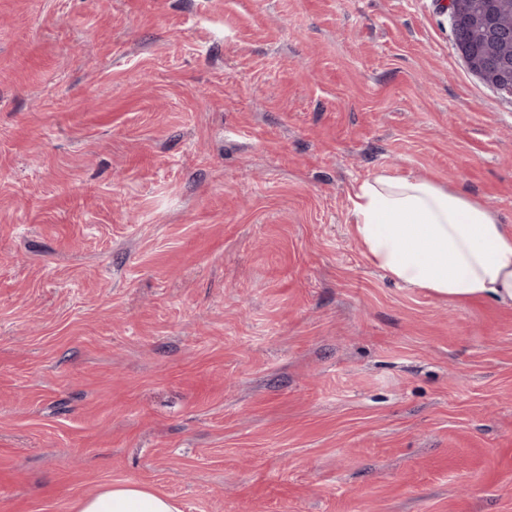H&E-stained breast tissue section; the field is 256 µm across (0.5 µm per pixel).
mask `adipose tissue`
Segmentation results:
<instances>
[{
  "instance_id": "ef3b65f1",
  "label": "adipose tissue",
  "mask_w": 512,
  "mask_h": 512,
  "mask_svg": "<svg viewBox=\"0 0 512 512\" xmlns=\"http://www.w3.org/2000/svg\"><path fill=\"white\" fill-rule=\"evenodd\" d=\"M351 230L368 263L394 283L449 302L512 306V225L482 201L383 170L353 186ZM77 512H181L135 482L84 496Z\"/></svg>"
}]
</instances>
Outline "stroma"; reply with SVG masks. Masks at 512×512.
Instances as JSON below:
<instances>
[{
  "instance_id": "35a3bbf8",
  "label": "stroma",
  "mask_w": 512,
  "mask_h": 512,
  "mask_svg": "<svg viewBox=\"0 0 512 512\" xmlns=\"http://www.w3.org/2000/svg\"><path fill=\"white\" fill-rule=\"evenodd\" d=\"M382 169L512 224L437 0H0V512H512V307L367 262ZM77 512H181L177 501L135 482L108 486L84 496Z\"/></svg>"
}]
</instances>
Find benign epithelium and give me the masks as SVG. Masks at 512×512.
I'll list each match as a JSON object with an SVG mask.
<instances>
[{
  "mask_svg": "<svg viewBox=\"0 0 512 512\" xmlns=\"http://www.w3.org/2000/svg\"><path fill=\"white\" fill-rule=\"evenodd\" d=\"M440 12L479 36L477 46L457 43L468 68L485 84L512 96V54L501 50L503 44L512 41V27L500 20L501 0H485L481 9L475 8L472 0H446Z\"/></svg>",
  "mask_w": 512,
  "mask_h": 512,
  "instance_id": "benign-epithelium-1",
  "label": "benign epithelium"
}]
</instances>
